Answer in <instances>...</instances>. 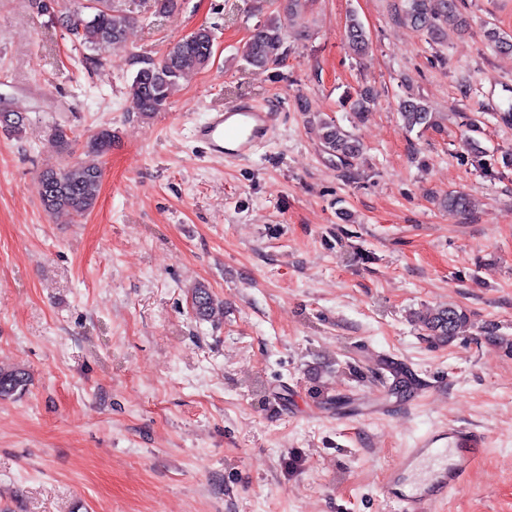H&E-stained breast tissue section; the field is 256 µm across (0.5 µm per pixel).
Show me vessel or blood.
Segmentation results:
<instances>
[{
	"label": "vessel or blood",
	"mask_w": 512,
	"mask_h": 512,
	"mask_svg": "<svg viewBox=\"0 0 512 512\" xmlns=\"http://www.w3.org/2000/svg\"><path fill=\"white\" fill-rule=\"evenodd\" d=\"M270 127L268 112L240 103L210 113L195 128L194 136L212 154L242 158L265 141ZM485 445L482 432L465 426L421 437L391 471L384 489L386 500L398 512H434L448 492L463 483Z\"/></svg>",
	"instance_id": "obj_1"
}]
</instances>
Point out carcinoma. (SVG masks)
<instances>
[{"label":"carcinoma","instance_id":"carcinoma-1","mask_svg":"<svg viewBox=\"0 0 512 512\" xmlns=\"http://www.w3.org/2000/svg\"><path fill=\"white\" fill-rule=\"evenodd\" d=\"M297 0H288L284 12L271 13L253 26L242 48V59L255 68L277 66L287 58L285 20L293 11ZM406 20L420 30L426 31L429 39L438 43L447 37V27L461 32L467 21L458 10L456 0H403ZM66 28L80 44L100 51L103 42L110 44L125 38L130 16L107 5V0H98L93 13L82 18L65 15ZM346 38L351 49L361 54L368 48L366 31L356 15H351L346 29ZM209 34H191L170 47L158 64L144 63L135 73L129 86L130 108L144 118L162 111L167 104L171 89L179 81L205 67L213 56ZM374 98L367 89L348 91L342 98V106L352 117L361 118L368 112ZM399 114L404 127L423 133L437 127L434 112L424 100L406 96L399 100ZM23 112L10 113V119L0 121V130L9 135H18L26 125ZM471 135L464 140L467 151L483 157L484 149L478 135L481 128L468 124ZM317 138L328 155L343 162L358 159L363 151L360 143L341 124L333 119H321L316 124ZM114 135L112 128L101 127L83 145V158L66 163L57 169H49L40 175V198L48 212H65L82 216L96 204L102 177L101 158L112 150ZM75 139L65 133V127L51 128L48 147L60 155L72 151ZM192 306L198 319L209 321L224 315V308L217 305L209 289L198 285L192 292ZM426 335L439 343L451 342L467 326L470 318L460 307L448 305L437 309H425L416 315ZM30 385L29 373L18 367L0 366V399L19 397Z\"/></svg>","mask_w":512,"mask_h":512}]
</instances>
